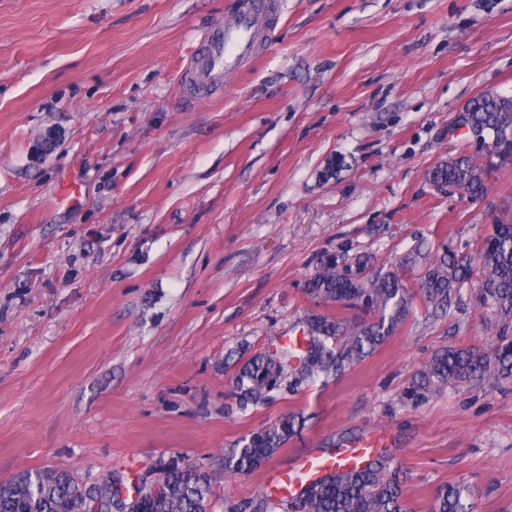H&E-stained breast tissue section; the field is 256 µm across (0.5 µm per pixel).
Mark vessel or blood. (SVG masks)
I'll return each mask as SVG.
<instances>
[{"label":"vessel or blood","mask_w":512,"mask_h":512,"mask_svg":"<svg viewBox=\"0 0 512 512\" xmlns=\"http://www.w3.org/2000/svg\"><path fill=\"white\" fill-rule=\"evenodd\" d=\"M278 12L277 0H235L228 22L202 37L199 51L184 74L186 88L195 94L220 89L227 72L257 54L259 36L275 30ZM372 446V439H364L337 454L336 460L350 467L363 465L371 458ZM327 465L326 457H303L286 478L289 488L317 480Z\"/></svg>","instance_id":"1"}]
</instances>
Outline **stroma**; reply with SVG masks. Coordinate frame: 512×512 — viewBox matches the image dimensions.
<instances>
[{
  "mask_svg": "<svg viewBox=\"0 0 512 512\" xmlns=\"http://www.w3.org/2000/svg\"><path fill=\"white\" fill-rule=\"evenodd\" d=\"M232 2L0 0V484L113 473L130 497L191 464L224 512L298 456L382 433L410 512L451 483L477 512H512V379L407 396L436 352L512 337L476 281L444 312L415 300L338 374L284 375L244 411L233 395L247 358L336 313L305 292L326 260L473 263L512 213V163L474 201L429 180L479 151L452 130L464 105L512 96V0H279L259 57L187 97L198 35ZM289 413L298 435L225 472V448Z\"/></svg>",
  "mask_w": 512,
  "mask_h": 512,
  "instance_id": "1",
  "label": "stroma"
}]
</instances>
